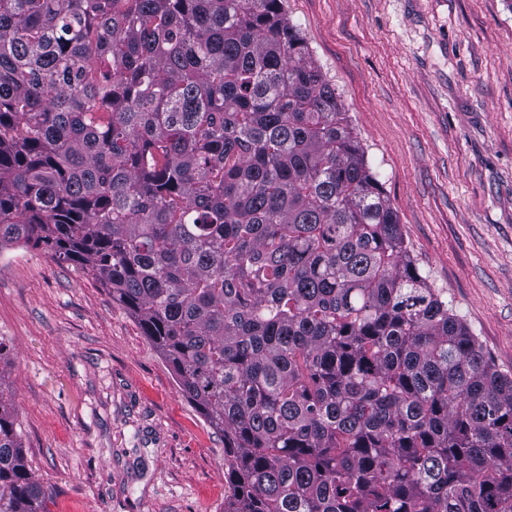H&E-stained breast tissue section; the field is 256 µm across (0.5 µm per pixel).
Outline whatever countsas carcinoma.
Masks as SVG:
<instances>
[{
    "label": "carcinoma",
    "instance_id": "cac0c4a2",
    "mask_svg": "<svg viewBox=\"0 0 512 512\" xmlns=\"http://www.w3.org/2000/svg\"><path fill=\"white\" fill-rule=\"evenodd\" d=\"M90 272L224 512H512V376L430 287L283 0H0V250ZM0 381V512H51Z\"/></svg>",
    "mask_w": 512,
    "mask_h": 512
}]
</instances>
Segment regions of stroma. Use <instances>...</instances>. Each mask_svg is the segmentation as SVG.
<instances>
[{
	"instance_id": "35a3bbf8",
	"label": "stroma",
	"mask_w": 512,
	"mask_h": 512,
	"mask_svg": "<svg viewBox=\"0 0 512 512\" xmlns=\"http://www.w3.org/2000/svg\"><path fill=\"white\" fill-rule=\"evenodd\" d=\"M431 285L512 374V0H285ZM0 374L52 512H224V438L108 288L0 251Z\"/></svg>"
}]
</instances>
